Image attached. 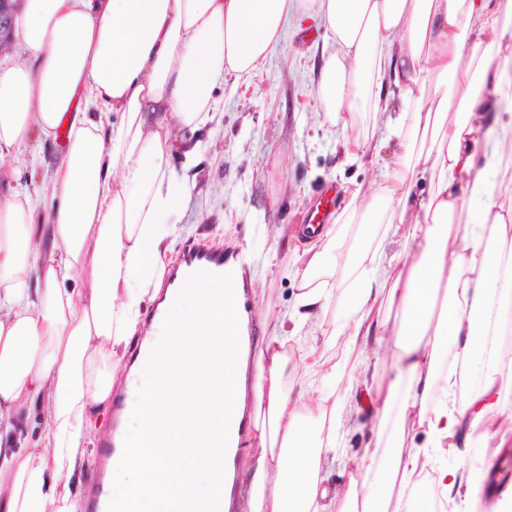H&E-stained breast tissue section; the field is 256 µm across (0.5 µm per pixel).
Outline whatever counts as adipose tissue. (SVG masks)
Masks as SVG:
<instances>
[{
  "instance_id": "ef3b65f1",
  "label": "adipose tissue",
  "mask_w": 512,
  "mask_h": 512,
  "mask_svg": "<svg viewBox=\"0 0 512 512\" xmlns=\"http://www.w3.org/2000/svg\"><path fill=\"white\" fill-rule=\"evenodd\" d=\"M307 15L330 33L316 97L348 130L346 156H366L353 129L360 113L388 111V82L399 150L388 193L356 187L344 208L371 227L324 228L303 255L292 335H326L308 315L344 282L348 356L291 354L280 317L259 352L251 512H409L424 478L454 510L467 501L468 477L437 467L435 452L466 453L494 417L512 422L501 400L512 355L496 339L512 314V175L498 157L497 180L478 170L487 140L512 150V113L485 94L512 58V0H24L15 30L27 58L0 67V160L59 125L68 135L52 206L28 189L0 199V512H82L70 480L195 187L199 150L175 130L204 127L215 87L249 81L289 19ZM420 180L427 192L412 194ZM389 241L405 245L401 258L386 256ZM369 341L393 359V380L356 357ZM295 356L323 380L305 395L288 384ZM340 375L369 382L380 421L339 495L321 461L340 446ZM38 401L39 447H11ZM419 432L427 448L406 449Z\"/></svg>"
}]
</instances>
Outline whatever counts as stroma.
<instances>
[{"mask_svg":"<svg viewBox=\"0 0 512 512\" xmlns=\"http://www.w3.org/2000/svg\"><path fill=\"white\" fill-rule=\"evenodd\" d=\"M325 40L326 31L316 21L289 22L284 41L250 84L226 79L213 92L215 110L207 125L178 132L185 143L199 144L201 161L171 257L179 259L186 245L205 237L238 249L260 320L254 338L258 344L270 331L263 320L266 304L279 311L297 308L298 283L289 271L299 265L302 253L292 232L304 223L310 206L327 199L328 221L336 223L347 188L356 183L384 186L381 171L398 150L386 115L364 112L356 130L379 147L378 160L359 165L344 159L343 130L318 112L316 87ZM284 225L289 235H279ZM336 393L348 400L344 448L337 456H326L322 467L339 487L349 480L348 457L373 446L378 417L362 402L361 387L351 386L348 379L337 382ZM507 448L512 449V439L487 436L472 441L465 457L443 452L437 463L471 474L476 512H495L500 495L488 491L484 476L504 462Z\"/></svg>","mask_w":512,"mask_h":512,"instance_id":"1","label":"stroma"}]
</instances>
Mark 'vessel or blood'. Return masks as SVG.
I'll return each mask as SVG.
<instances>
[{
  "label": "vessel or blood",
  "mask_w": 512,
  "mask_h": 512,
  "mask_svg": "<svg viewBox=\"0 0 512 512\" xmlns=\"http://www.w3.org/2000/svg\"><path fill=\"white\" fill-rule=\"evenodd\" d=\"M202 271L211 274H231L236 292V309L238 313L248 315L249 330H256L257 321L250 316L246 269L237 265L235 254L212 247L203 240L191 243L184 249L179 265L168 277L160 297L149 312L150 318L165 320L190 277ZM136 399L137 392L133 389L120 390L112 397V425L98 442V467L92 481L88 512H107L109 497L105 478L113 465L118 464L122 455L124 440L119 425Z\"/></svg>",
  "instance_id": "b4317fda"
}]
</instances>
